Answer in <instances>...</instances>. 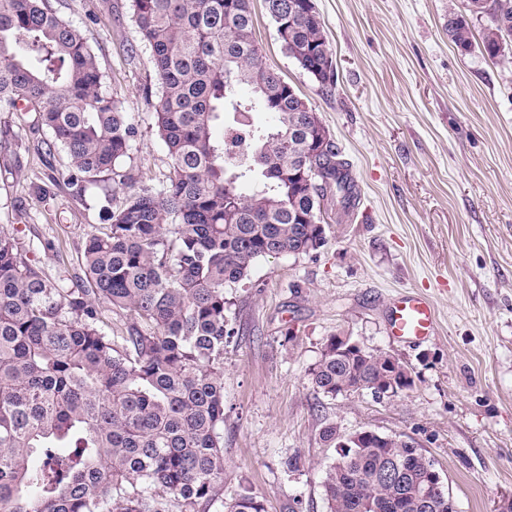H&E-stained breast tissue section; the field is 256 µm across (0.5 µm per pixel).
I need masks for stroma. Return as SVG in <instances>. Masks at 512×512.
Segmentation results:
<instances>
[{
    "label": "stroma",
    "instance_id": "obj_1",
    "mask_svg": "<svg viewBox=\"0 0 512 512\" xmlns=\"http://www.w3.org/2000/svg\"><path fill=\"white\" fill-rule=\"evenodd\" d=\"M97 55L138 134L125 171L159 185L171 160L153 128L158 84L130 0H50ZM335 54L321 93L284 53L264 0H252L266 64L316 108L360 194L316 251L258 261L225 288L224 486L209 512L249 485L266 512H327L334 456L319 432L369 429L412 440L446 479L457 512H512V63L459 52L448 0H314ZM33 113L0 112V229L15 231L52 279L81 276L83 241L105 221L63 181V153L37 145ZM415 290L434 336L398 341L386 311ZM345 332L406 365L412 390L331 399L307 375ZM300 456V471L285 459Z\"/></svg>",
    "mask_w": 512,
    "mask_h": 512
}]
</instances>
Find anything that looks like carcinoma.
Here are the masks:
<instances>
[{"instance_id": "cac0c4a2", "label": "carcinoma", "mask_w": 512, "mask_h": 512, "mask_svg": "<svg viewBox=\"0 0 512 512\" xmlns=\"http://www.w3.org/2000/svg\"><path fill=\"white\" fill-rule=\"evenodd\" d=\"M448 7L463 54L512 57V0ZM281 45L320 89L336 64L314 0H265ZM160 92L154 128L172 161L158 186L131 191L81 249L83 277L52 280L20 239L0 231V512H206L224 484V288L257 261L314 250L325 215L360 204L351 164L315 108L269 69L253 38L251 0H132ZM484 21L475 36L473 20ZM66 159L82 196L119 186L137 128L106 85L97 56L49 0H0V112L19 103ZM251 112L274 121L256 126ZM131 324L112 335L110 313ZM384 352L321 350L309 368L329 397L373 389ZM433 461L406 443L337 453L322 482L328 512H449V489L427 508L378 481ZM224 512H266L245 485Z\"/></svg>"}]
</instances>
